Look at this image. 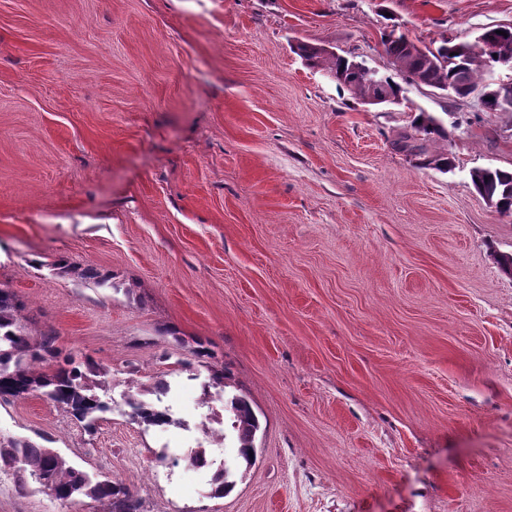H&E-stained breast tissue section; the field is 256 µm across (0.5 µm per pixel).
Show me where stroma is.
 I'll return each instance as SVG.
<instances>
[{"mask_svg": "<svg viewBox=\"0 0 512 512\" xmlns=\"http://www.w3.org/2000/svg\"><path fill=\"white\" fill-rule=\"evenodd\" d=\"M512 0H0V288L62 354L110 371L87 433L40 395L0 438L106 473L148 512H512V215L473 188L512 168V111L408 87L455 168L390 141L294 53L390 75L381 35L474 39ZM67 258L114 287L57 274ZM209 341L260 421L255 462L212 497L182 427L133 423L126 382L167 379L204 420ZM0 473V512H99Z\"/></svg>", "mask_w": 512, "mask_h": 512, "instance_id": "stroma-1", "label": "stroma"}]
</instances>
